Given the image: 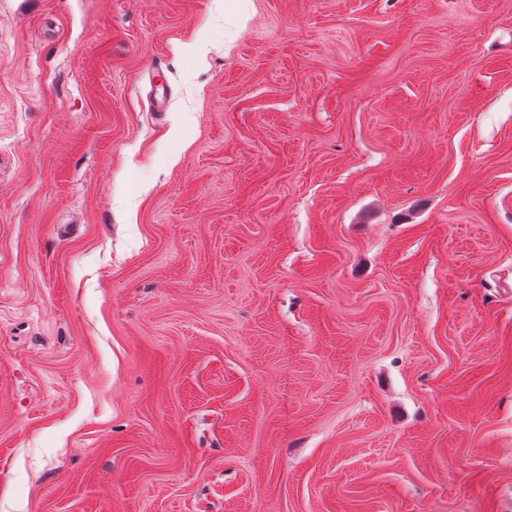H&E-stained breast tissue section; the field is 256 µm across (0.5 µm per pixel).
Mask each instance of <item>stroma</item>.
<instances>
[{"mask_svg": "<svg viewBox=\"0 0 512 512\" xmlns=\"http://www.w3.org/2000/svg\"><path fill=\"white\" fill-rule=\"evenodd\" d=\"M2 156L0 512H512V0H0Z\"/></svg>", "mask_w": 512, "mask_h": 512, "instance_id": "stroma-1", "label": "stroma"}]
</instances>
